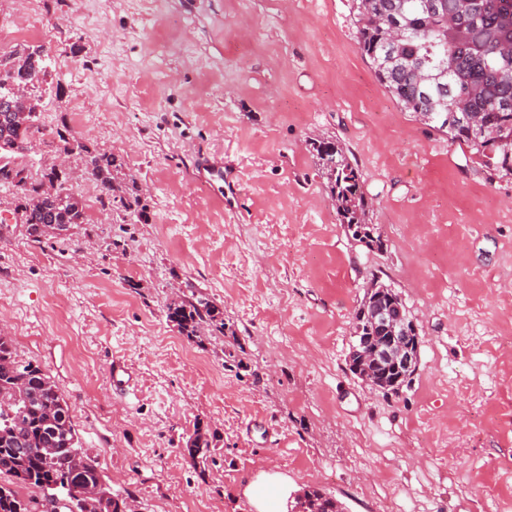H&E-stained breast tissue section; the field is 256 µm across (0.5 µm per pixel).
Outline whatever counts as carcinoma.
<instances>
[{
	"label": "carcinoma",
	"instance_id": "1",
	"mask_svg": "<svg viewBox=\"0 0 512 512\" xmlns=\"http://www.w3.org/2000/svg\"><path fill=\"white\" fill-rule=\"evenodd\" d=\"M357 39L378 80L407 111L429 112L428 126L465 144L485 158V167L501 176L512 175V0H356ZM398 25L405 38L385 49V29ZM50 58L42 47L18 45L0 55V98L14 85L28 86V102L5 109L0 104V147L5 153L27 149L41 89L48 84ZM451 112H475L485 120L474 128ZM57 136L63 151L77 153L85 172L99 182L109 200L126 204L129 187L114 181L115 158ZM313 152L336 206L340 223L352 238L367 247L382 246L367 224L370 204L363 191V175L346 160L334 139L311 142ZM345 160L339 169L333 159ZM9 162L0 165V183L15 189L24 223L37 233L44 224L68 229L87 223L78 195L63 185L49 193L32 182L15 181ZM167 319L188 339L205 326L224 329L223 311L215 304L173 300ZM215 435L196 426L186 441V456L195 461L211 452ZM0 512H43V500L25 497L17 485L40 490L56 487L64 509L79 507L75 493L86 484L103 481L96 457L79 445L69 407L52 378L39 366L17 359L12 339L0 336ZM296 505L311 512H336V499L310 487Z\"/></svg>",
	"mask_w": 512,
	"mask_h": 512
}]
</instances>
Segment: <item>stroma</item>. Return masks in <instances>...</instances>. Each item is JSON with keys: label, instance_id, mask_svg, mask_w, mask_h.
Here are the masks:
<instances>
[{"label": "stroma", "instance_id": "35a3bbf8", "mask_svg": "<svg viewBox=\"0 0 512 512\" xmlns=\"http://www.w3.org/2000/svg\"><path fill=\"white\" fill-rule=\"evenodd\" d=\"M39 22L52 78L21 162L59 168L89 217L64 235L0 223V328L56 382L81 447L141 512H512V177L404 110L357 44L353 0H0ZM114 156L138 203L102 202L56 136ZM363 174L382 248L339 223L310 146ZM224 160L235 193L193 178ZM421 339L387 394L354 375L371 280ZM225 332L192 341L173 299ZM131 370L112 386L113 359ZM217 436L203 467L182 449ZM223 315L218 306L202 300L192 302L175 299L167 307V319L189 340L199 336L204 325L224 330ZM336 501L335 498L322 490L309 487L302 492V495L296 502V505L300 506V508L296 507L291 512H299L302 509L311 512L314 506L320 508V512H343V510L336 509Z\"/></svg>", "mask_w": 512, "mask_h": 512}]
</instances>
